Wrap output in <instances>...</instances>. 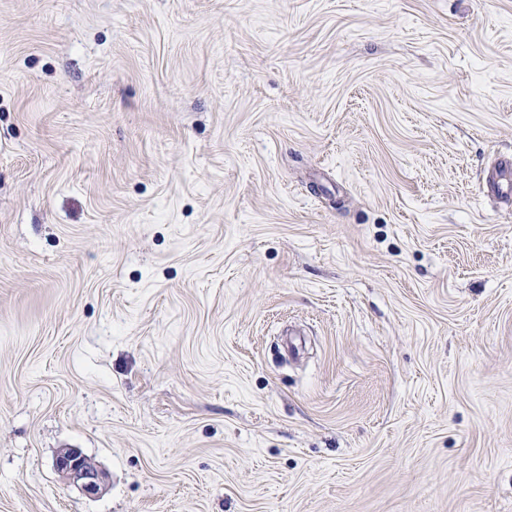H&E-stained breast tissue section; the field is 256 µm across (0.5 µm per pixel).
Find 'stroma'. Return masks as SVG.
I'll return each instance as SVG.
<instances>
[{
  "label": "stroma",
  "mask_w": 512,
  "mask_h": 512,
  "mask_svg": "<svg viewBox=\"0 0 512 512\" xmlns=\"http://www.w3.org/2000/svg\"><path fill=\"white\" fill-rule=\"evenodd\" d=\"M502 153L512 0H0V512H512ZM491 191L504 198H512V155H499L487 176ZM55 467L69 482L80 487L89 495L98 493L103 479V471L90 465L82 452L76 448H66L55 460Z\"/></svg>",
  "instance_id": "35a3bbf8"
}]
</instances>
